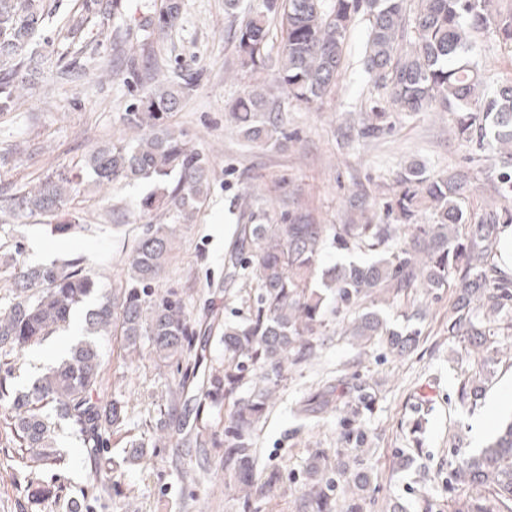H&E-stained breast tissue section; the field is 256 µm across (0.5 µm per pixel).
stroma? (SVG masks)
I'll list each match as a JSON object with an SVG mask.
<instances>
[{"label": "stroma", "mask_w": 512, "mask_h": 512, "mask_svg": "<svg viewBox=\"0 0 512 512\" xmlns=\"http://www.w3.org/2000/svg\"><path fill=\"white\" fill-rule=\"evenodd\" d=\"M47 2L51 16L42 32L43 61L30 73L33 85L13 111L0 112L1 303L9 299L19 263L45 265L81 257L102 291H111L124 281L127 258L147 225L170 224L175 245L156 289L161 294L171 289L184 298L197 331L195 347L205 348L210 366L220 369L224 324L246 317V302L255 293L254 281L228 278L224 259L236 225L284 224L294 212L310 214L320 224L351 223L357 214L350 199L381 201L413 162L432 173L474 172L477 179L467 199L472 212L482 213L495 194L483 152L457 138L453 113L402 114L375 141L343 139L345 129L375 104L362 68L364 22L355 23L348 35L335 95L311 108L285 102L286 138L281 145L262 148L247 145L226 116L248 87L263 80L262 74L239 65L235 33L247 18L245 10L232 16L225 13L224 0H182L179 23L150 35L138 22L155 12L160 0H124L121 15L103 23L92 20L66 38L59 29L77 0ZM144 46L167 78H199L197 89L167 118L211 165V188L193 221L177 225L167 210H141L139 202L152 184L122 182L103 189L89 174L58 216L9 214L4 199L14 189L55 170L81 167L94 149L122 135V114L147 80L125 61ZM64 69L73 70L71 80L59 78ZM76 218L95 225V232L51 233V225ZM452 299L445 291L424 300L420 344L407 356L395 358L378 350L360 358L346 341L332 340L309 364L289 370L254 433L258 471L279 473L273 494L254 496L256 512H305L304 473L313 453H335L345 441L335 409L308 420L297 409L304 397L325 390L340 375L350 383L366 381L376 395L371 413L363 417L368 439L362 460L372 482L357 501L358 512H391L397 502L406 512H448L449 460L456 450L470 452L484 445L476 422L487 419L496 426L507 418L489 401L506 388L500 365L493 368L488 400L475 410L449 402L456 377L453 362L465 357L446 332ZM75 342L62 329L24 349L16 366L18 384L39 376ZM102 352L103 388L125 402L126 423L111 434L108 453L98 462L88 458L69 429L60 430L66 463L40 476L54 492L46 512H240L233 490L224 483L223 410L213 409L208 422V467L198 465L195 449L176 448L171 440L140 460L124 457L131 440L154 437L159 410L190 373L192 358L161 368L148 350L130 354L113 336L103 340ZM416 446L422 455L397 468L393 460L398 449ZM17 470L13 449L0 447V512H35Z\"/></svg>", "instance_id": "35a3bbf8"}]
</instances>
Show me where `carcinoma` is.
<instances>
[{
	"label": "carcinoma",
	"instance_id": "cac0c4a2",
	"mask_svg": "<svg viewBox=\"0 0 512 512\" xmlns=\"http://www.w3.org/2000/svg\"><path fill=\"white\" fill-rule=\"evenodd\" d=\"M121 9L122 0H82L68 33ZM181 10V0H163L144 27L170 29ZM47 17L45 0H0V112L12 111L27 88ZM273 18L280 28L275 53L269 48ZM357 19L366 24L364 72L383 105L373 106L358 128L343 136L375 140L399 114L456 112L458 138L493 160L500 205L476 218L465 208L474 182L470 172L430 174L411 164L394 200L386 203L392 224L375 223L361 202L351 204L359 211L353 224H316L300 213L287 224L238 225L230 261L256 282L254 303L242 321L224 324V372L207 368L204 353L195 354V366L205 368L195 404L182 401L186 382L178 383L155 428L164 438L176 420L178 430L196 431L194 440L181 445L203 448L204 416L225 408L224 480L235 487L244 512L252 507L256 483L254 430L287 368L307 363L335 334L360 356L380 346L398 357L415 350L419 332L389 325L383 307L399 304L410 320L412 299L453 289L448 339L480 366L456 378L461 408L478 406L485 366L512 367V277L498 270L500 225L512 224V77L499 80L471 59L481 34L512 49V0H261L236 35L239 64L257 73L272 71L274 84L244 91L229 107L231 128L252 145L281 144L283 102L311 107L335 93ZM194 87L188 77L140 89L122 117L127 135L98 147L86 161L98 186L150 181L156 190L140 200L141 210L164 205L184 224L195 216L208 195L209 162L183 132L165 123ZM81 178L79 171L47 174L11 194L8 209L53 215L72 199ZM173 245L169 228L147 229L130 252L125 284L110 294L99 291L80 258L61 266H16L12 301L0 307V408L10 416L0 439L15 449L33 504L51 495L38 475L65 464L56 441L61 424L94 458L105 453L104 434L125 425L123 402L115 396L107 400L102 392L101 338L119 335L133 353L146 345L163 367L191 352L196 331L185 301L175 291L158 295L154 288ZM328 247L370 260L325 267ZM82 308L83 338L69 356L27 389H17L8 360L68 325ZM342 386L343 379H336V415L350 427L370 410L375 396L365 384L354 396ZM330 396L329 390L310 396L298 413L314 416L331 405ZM446 482L460 492L452 512H512V423L495 442L449 461ZM369 483L359 457L333 470L320 450L305 483V508L333 512L340 500L355 498Z\"/></svg>",
	"mask_w": 512,
	"mask_h": 512
}]
</instances>
